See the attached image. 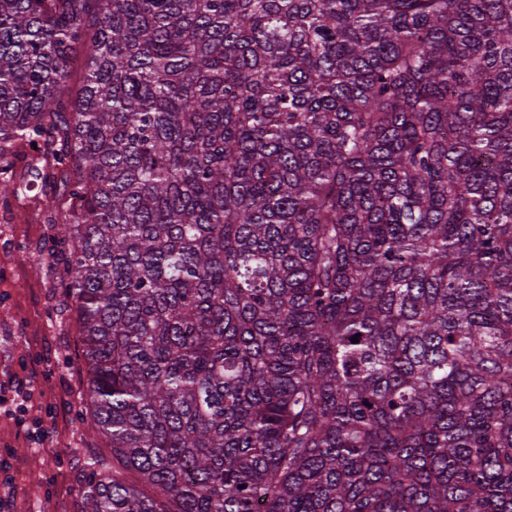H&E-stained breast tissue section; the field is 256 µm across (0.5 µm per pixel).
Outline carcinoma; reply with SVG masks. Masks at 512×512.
Listing matches in <instances>:
<instances>
[{"label": "carcinoma", "instance_id": "obj_1", "mask_svg": "<svg viewBox=\"0 0 512 512\" xmlns=\"http://www.w3.org/2000/svg\"><path fill=\"white\" fill-rule=\"evenodd\" d=\"M20 142L84 512H512V0H0ZM90 46V36H88L86 42L77 47L68 69L67 77L61 86L62 93L65 96L75 97L79 89L83 86L85 77V61Z\"/></svg>", "mask_w": 512, "mask_h": 512}]
</instances>
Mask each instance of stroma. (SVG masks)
<instances>
[{
  "label": "stroma",
  "instance_id": "stroma-1",
  "mask_svg": "<svg viewBox=\"0 0 512 512\" xmlns=\"http://www.w3.org/2000/svg\"><path fill=\"white\" fill-rule=\"evenodd\" d=\"M18 146L17 194L0 198V384L31 380L28 422L46 432L35 448L26 430L0 412V459L10 465L13 512H83L80 486L88 458L104 452L81 421L85 373L77 357L76 324L61 312L56 275L40 250L51 229L41 184H29Z\"/></svg>",
  "mask_w": 512,
  "mask_h": 512
}]
</instances>
